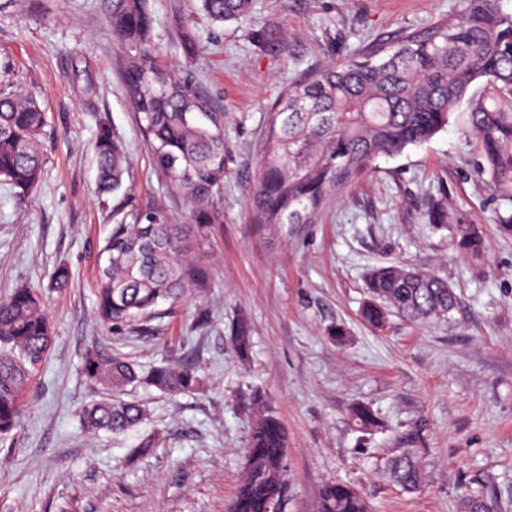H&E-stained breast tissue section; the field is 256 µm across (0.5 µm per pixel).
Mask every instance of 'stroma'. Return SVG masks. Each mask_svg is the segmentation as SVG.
I'll use <instances>...</instances> for the list:
<instances>
[{
	"instance_id": "35a3bbf8",
	"label": "stroma",
	"mask_w": 512,
	"mask_h": 512,
	"mask_svg": "<svg viewBox=\"0 0 512 512\" xmlns=\"http://www.w3.org/2000/svg\"><path fill=\"white\" fill-rule=\"evenodd\" d=\"M253 2L240 26L212 24L198 0L149 2L155 53L224 115V191L198 205L170 192L153 165L102 0H0V89L32 94L48 116L36 193L20 200L0 182V299L23 285L41 289L54 329L21 396V421L0 441V512H224L248 439L240 397L253 389L288 428V512H318L319 490L332 480L360 488L372 512H457L462 485L477 475L495 479L503 512H512V236L492 222L464 109L428 143L379 158L316 223L271 229L248 210L267 115L289 83L457 12L463 0ZM185 28L194 48L181 40ZM103 123L129 162L122 191L104 196L93 150ZM432 201L482 225L483 257L462 256L429 232L423 213ZM152 207L181 224L201 211L218 216L198 242L211 287L206 297L188 295L158 334L116 333L94 315L97 249L112 224ZM388 262L447 278L458 297L448 324L394 316L377 331L361 320L364 273ZM61 265L70 281L57 291L50 280ZM202 310L209 320L200 327ZM242 314L253 336L247 364L230 342ZM337 324L346 344L328 336ZM92 351L145 367L185 359L205 386L177 397L126 387L147 420L122 435L90 434L78 413L101 395L83 370ZM356 403L378 412L380 429L355 431L347 411ZM417 424L427 481L407 494L378 468ZM156 432L164 447L136 455Z\"/></svg>"
}]
</instances>
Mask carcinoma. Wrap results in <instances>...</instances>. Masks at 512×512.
Wrapping results in <instances>:
<instances>
[{
    "label": "carcinoma",
    "instance_id": "carcinoma-1",
    "mask_svg": "<svg viewBox=\"0 0 512 512\" xmlns=\"http://www.w3.org/2000/svg\"><path fill=\"white\" fill-rule=\"evenodd\" d=\"M253 0H200L214 24L241 25ZM112 38L125 53L123 86L157 169L181 197L204 202L224 190V113L180 78L149 46L154 24L149 0H103ZM467 103L465 136L474 148L478 173L498 202L495 224L512 235V13L498 0H466L465 7L420 29L365 47L343 60L291 83L272 105L259 175L250 200L257 224H312L329 199L369 173L381 156L394 157L448 129L455 109ZM47 119L33 96L0 90V179L26 198L41 178V140ZM98 188L116 194L127 173L120 142L107 126L95 142ZM432 232L449 230L458 251L483 256L482 229L430 204L425 212ZM214 216L175 224L149 209L132 224H114L98 250L97 320L119 331L153 334L193 289L209 287L198 240ZM362 319L386 329L393 314L408 323H446L457 295L435 272L393 262L367 269ZM53 339L41 293L15 289L0 300V435L19 423V395L46 358ZM242 359L251 349L248 318L240 316L231 336ZM85 374L106 397L84 406L85 430L114 434L136 428L146 417L141 405L120 391L142 383L167 396L199 391L204 378L194 364L169 361L144 371L120 354L86 357ZM248 443L242 481L225 512H286L290 497L286 448L288 429L263 394H248ZM361 432L379 426L367 405L348 409ZM402 448L381 476L408 493L425 485L422 427L399 436ZM459 502L460 512H501L500 489L476 481ZM319 512H371L359 488L338 481L321 487Z\"/></svg>",
    "mask_w": 512,
    "mask_h": 512
}]
</instances>
